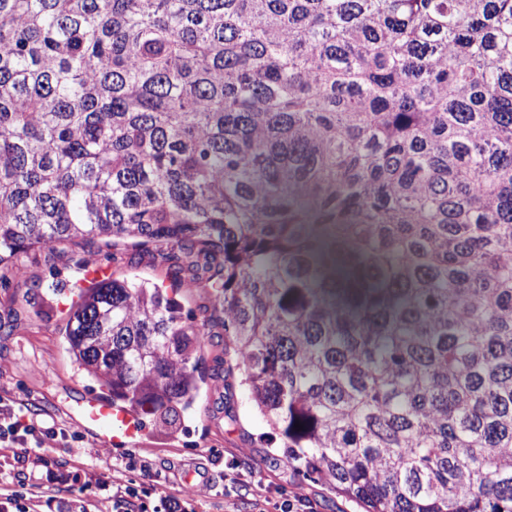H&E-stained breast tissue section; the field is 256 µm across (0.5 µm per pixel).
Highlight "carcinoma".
<instances>
[{"mask_svg":"<svg viewBox=\"0 0 512 512\" xmlns=\"http://www.w3.org/2000/svg\"><path fill=\"white\" fill-rule=\"evenodd\" d=\"M61 241L210 283L300 480L512 512V0H0V266ZM62 335L183 427L211 331L167 290L93 283Z\"/></svg>","mask_w":512,"mask_h":512,"instance_id":"cac0c4a2","label":"carcinoma"}]
</instances>
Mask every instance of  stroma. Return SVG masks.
Returning a JSON list of instances; mask_svg holds the SVG:
<instances>
[{
  "label": "stroma",
  "mask_w": 512,
  "mask_h": 512,
  "mask_svg": "<svg viewBox=\"0 0 512 512\" xmlns=\"http://www.w3.org/2000/svg\"><path fill=\"white\" fill-rule=\"evenodd\" d=\"M167 245L150 246L139 253L124 246L102 242L35 249L24 257L23 276L0 268V394L13 397L25 407L43 414L46 421L65 425L83 436L85 446L104 457L120 459L136 454L153 460L155 479L139 473L125 478L140 484L141 501L147 512L159 505L162 491H185L193 487L195 512H253L256 497L266 498L268 512H277L285 493L305 498L312 512H356L350 500L324 486L299 482L284 461L268 457L260 443L267 426L253 411L247 389L239 377H226L223 346L206 343L202 352V385L192 413L181 432L155 430L106 446L96 430L81 426L76 415L84 399L99 395L96 384L78 374L60 329L68 314L59 304V294L47 290L50 281L68 287H84L89 264L110 266L115 276L143 278L165 287H177L184 311L208 320L213 334H223L220 320L211 316V294L205 284L175 283ZM47 453L60 478L41 498L38 512H60L61 498L74 493L90 500L104 498L105 490L80 477L62 481L79 458L75 449L57 443ZM206 465L207 482L185 481L187 471ZM233 469L236 482L224 481L225 469Z\"/></svg>",
  "instance_id": "stroma-1"
}]
</instances>
